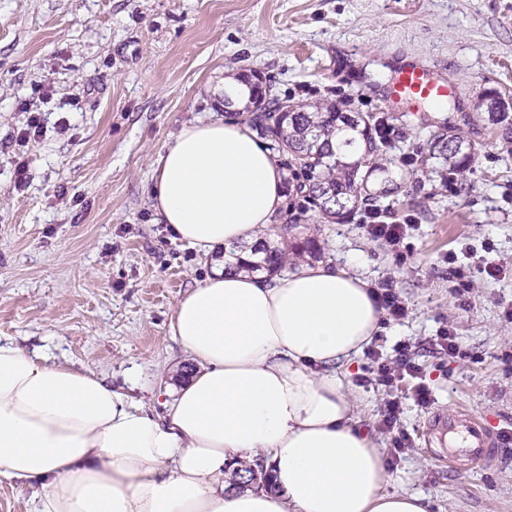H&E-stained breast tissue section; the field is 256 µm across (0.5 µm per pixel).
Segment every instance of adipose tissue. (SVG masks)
<instances>
[{
	"label": "adipose tissue",
	"mask_w": 512,
	"mask_h": 512,
	"mask_svg": "<svg viewBox=\"0 0 512 512\" xmlns=\"http://www.w3.org/2000/svg\"><path fill=\"white\" fill-rule=\"evenodd\" d=\"M153 208L212 256L169 332L196 363L161 411L94 372L0 339V478L37 481L33 512H429L387 492L382 452L337 375L382 329L361 276L322 264L225 269L285 204L274 153L247 123L182 127L156 161ZM264 458L276 492L239 489Z\"/></svg>",
	"instance_id": "obj_1"
}]
</instances>
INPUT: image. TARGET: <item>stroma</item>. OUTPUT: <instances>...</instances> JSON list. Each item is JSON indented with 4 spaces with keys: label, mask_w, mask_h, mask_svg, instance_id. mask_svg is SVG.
Wrapping results in <instances>:
<instances>
[{
    "label": "stroma",
    "mask_w": 512,
    "mask_h": 512,
    "mask_svg": "<svg viewBox=\"0 0 512 512\" xmlns=\"http://www.w3.org/2000/svg\"><path fill=\"white\" fill-rule=\"evenodd\" d=\"M418 57L459 86L465 109L442 119L386 112L373 66ZM256 75L292 104L386 116L395 130L387 155L408 166L402 191L385 199L413 225L399 251L367 235L360 210L326 224L285 208L267 240L286 250L309 237L317 262L374 288L391 281L410 314L380 333L384 353L446 323L457 333L465 358L418 354L433 403L404 399L413 446L387 463V490L424 496L430 512H512V446L491 467L456 470L420 438L431 413L461 404L493 431L512 425V323L503 319L512 306V145L481 104L492 90L512 97V0H0V337L94 371L147 406L178 384L191 361L169 333L170 315L209 265L157 217L155 162L185 124L241 117L216 89ZM24 100L40 111L44 135L20 151ZM451 127L483 148L466 181L446 184L422 175L418 159ZM290 220L297 229L287 236ZM490 260L507 275L490 278ZM462 280L471 288L459 297ZM367 365L358 356L339 375L360 427L386 451L391 437L377 428L386 395L356 382Z\"/></svg>",
    "instance_id": "stroma-1"
}]
</instances>
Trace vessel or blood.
Segmentation results:
<instances>
[{
	"instance_id": "obj_1",
	"label": "vessel or blood",
	"mask_w": 512,
	"mask_h": 512,
	"mask_svg": "<svg viewBox=\"0 0 512 512\" xmlns=\"http://www.w3.org/2000/svg\"><path fill=\"white\" fill-rule=\"evenodd\" d=\"M455 87L439 73L434 62L424 58L410 59L398 64L396 76L382 98L392 105L402 101H435L456 96ZM424 442L438 440L443 451L438 462L449 467L477 468L494 461L500 440L481 416L459 406L450 412L435 413L421 431Z\"/></svg>"
}]
</instances>
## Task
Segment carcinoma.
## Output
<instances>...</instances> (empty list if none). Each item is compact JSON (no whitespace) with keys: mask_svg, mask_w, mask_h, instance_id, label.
<instances>
[{"mask_svg":"<svg viewBox=\"0 0 512 512\" xmlns=\"http://www.w3.org/2000/svg\"><path fill=\"white\" fill-rule=\"evenodd\" d=\"M282 101L271 98L258 111L250 113L248 121L272 138L274 149L291 157L294 166L305 176L303 185L307 203L336 223L346 222L362 206L379 207L381 199L401 187L403 174L393 168L386 157L384 141L378 139L379 121L371 113L340 112L336 107H315L312 112H290L281 109ZM496 111L488 113L489 121L500 127L505 138L512 141V113L505 104L493 100ZM483 144L448 130L430 143L428 159H443L448 174L464 176L479 155ZM384 187L375 188V182ZM262 263L236 264L233 269L253 271L265 265L277 271L287 259L285 252L263 249ZM257 475L251 487L273 492L276 484L272 475L259 463L244 468L238 477Z\"/></svg>","mask_w":512,"mask_h":512,"instance_id":"obj_1","label":"carcinoma"}]
</instances>
